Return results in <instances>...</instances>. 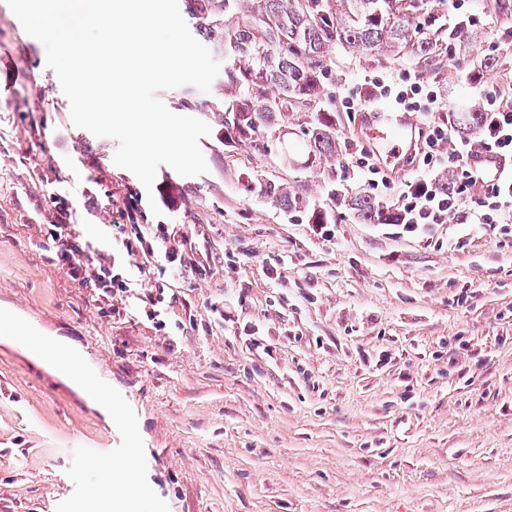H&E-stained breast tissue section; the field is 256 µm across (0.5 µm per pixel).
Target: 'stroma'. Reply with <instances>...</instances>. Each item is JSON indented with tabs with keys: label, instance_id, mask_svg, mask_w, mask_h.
<instances>
[{
	"label": "stroma",
	"instance_id": "obj_1",
	"mask_svg": "<svg viewBox=\"0 0 512 512\" xmlns=\"http://www.w3.org/2000/svg\"><path fill=\"white\" fill-rule=\"evenodd\" d=\"M497 2L470 0L482 24L427 76L445 108L481 102L467 71L494 53ZM417 67L333 48L326 158L283 155L317 112L288 113L252 146L225 139L211 109L223 76L206 93L159 91L209 125L208 171L163 165L148 190L115 165L117 140L72 124L44 46L0 0V313L68 341L112 403L0 337V512H112L132 485L145 490L133 512H512V234L452 220L409 233L344 204L394 205L419 174L378 188L354 176L346 87ZM62 204L84 263L111 265L136 295H176L171 327L58 264L45 227ZM159 223L184 236L185 267L128 256ZM100 462L131 469L107 487ZM347 206L363 224H396L394 212L368 195L350 197Z\"/></svg>",
	"mask_w": 512,
	"mask_h": 512
}]
</instances>
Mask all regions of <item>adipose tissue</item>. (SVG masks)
Here are the masks:
<instances>
[{
    "instance_id": "obj_1",
    "label": "adipose tissue",
    "mask_w": 512,
    "mask_h": 512,
    "mask_svg": "<svg viewBox=\"0 0 512 512\" xmlns=\"http://www.w3.org/2000/svg\"><path fill=\"white\" fill-rule=\"evenodd\" d=\"M0 331L13 335L23 334L25 342L31 352L37 355H52L61 366V371L74 383L81 386L89 395L99 401H107L108 395L98 382V380L87 373L71 347L57 339L39 335L33 329H19L10 318L0 319Z\"/></svg>"
}]
</instances>
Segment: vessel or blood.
<instances>
[{"instance_id": "b4317fda", "label": "vessel or blood", "mask_w": 512, "mask_h": 512, "mask_svg": "<svg viewBox=\"0 0 512 512\" xmlns=\"http://www.w3.org/2000/svg\"><path fill=\"white\" fill-rule=\"evenodd\" d=\"M422 128L416 113L387 103L365 105L359 113L355 134L364 140L378 166L389 176H401L406 160L419 143Z\"/></svg>"}]
</instances>
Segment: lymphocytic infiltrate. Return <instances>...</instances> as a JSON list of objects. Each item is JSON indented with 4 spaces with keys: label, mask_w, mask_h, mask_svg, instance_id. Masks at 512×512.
Returning a JSON list of instances; mask_svg holds the SVG:
<instances>
[{
    "label": "lymphocytic infiltrate",
    "mask_w": 512,
    "mask_h": 512,
    "mask_svg": "<svg viewBox=\"0 0 512 512\" xmlns=\"http://www.w3.org/2000/svg\"><path fill=\"white\" fill-rule=\"evenodd\" d=\"M470 79L479 86L483 100L480 132L474 139L453 136L452 120L439 116L443 106L439 91L417 72L404 71L395 82L369 74L347 93L345 108L352 114L382 97L422 115L424 133L419 154L424 174L399 198L397 217L406 231H415L422 224H444L451 218L460 224L512 223V174L481 181L469 164L470 157L481 151L512 159V82L490 83L477 71L471 72ZM445 167L453 169L454 180L443 192L438 190L433 174ZM69 223V212L61 211L57 223L49 225L45 233L55 244L57 259L69 276L97 288L106 297L130 293L129 283L109 267L91 272L76 261L78 248L64 237Z\"/></svg>",
    "instance_id": "obj_1"
}]
</instances>
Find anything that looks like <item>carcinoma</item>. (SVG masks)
<instances>
[{"label":"carcinoma","instance_id":"1","mask_svg":"<svg viewBox=\"0 0 512 512\" xmlns=\"http://www.w3.org/2000/svg\"><path fill=\"white\" fill-rule=\"evenodd\" d=\"M424 0H185L193 27L214 40L228 60L224 90L213 105L227 114L224 137L255 143L261 128L279 124L281 114L300 112L323 96L330 48L345 44L365 55L408 49L432 66L436 43L419 26ZM458 130H478L479 113L465 104L455 115ZM307 155L335 153L329 112L305 133ZM347 206L363 224H393L394 212L368 195Z\"/></svg>","mask_w":512,"mask_h":512}]
</instances>
